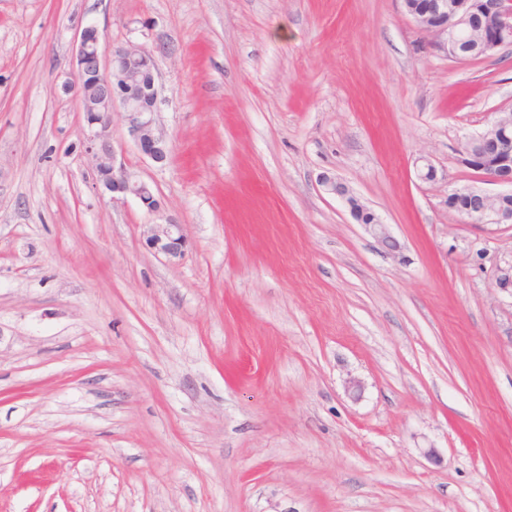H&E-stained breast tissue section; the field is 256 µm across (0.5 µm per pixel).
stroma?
<instances>
[{
  "mask_svg": "<svg viewBox=\"0 0 512 512\" xmlns=\"http://www.w3.org/2000/svg\"><path fill=\"white\" fill-rule=\"evenodd\" d=\"M89 24L156 53L157 212L96 183ZM510 107L400 0H0V512H512V226L447 203ZM321 184L329 194L345 199L355 221L370 229L383 246L389 250L396 248L395 240L385 224H381L376 214L359 198L351 195L343 182L337 180L336 177L325 175L321 179ZM147 242L151 248L168 256H180L183 237L176 224H151Z\"/></svg>",
  "mask_w": 512,
  "mask_h": 512,
  "instance_id": "1",
  "label": "stroma"
}]
</instances>
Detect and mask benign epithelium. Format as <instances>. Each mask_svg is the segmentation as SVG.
<instances>
[{"label": "benign epithelium", "instance_id": "7a95c632", "mask_svg": "<svg viewBox=\"0 0 512 512\" xmlns=\"http://www.w3.org/2000/svg\"><path fill=\"white\" fill-rule=\"evenodd\" d=\"M404 13L429 39L433 50L448 59L466 61L489 56L512 46V0H430L424 10L401 0ZM103 35L95 25L85 26L76 39L75 66L70 87L75 90L88 129L86 151L96 159L97 182L109 193L135 197L149 212L159 203L151 186L118 160L111 137V116L120 108L128 136L137 150L155 163L166 161L170 147L157 131L155 114L159 90L154 52L141 45L101 51ZM509 111L495 113L487 128L469 138L458 151V162L490 184L512 187V120ZM325 190L348 204L355 221L370 229L387 249L394 238L376 214L332 176L321 179ZM448 209L465 210L478 223L512 224V190L489 193L462 189L448 193ZM147 242L168 256L181 255L183 237L176 224H153Z\"/></svg>", "mask_w": 512, "mask_h": 512}]
</instances>
